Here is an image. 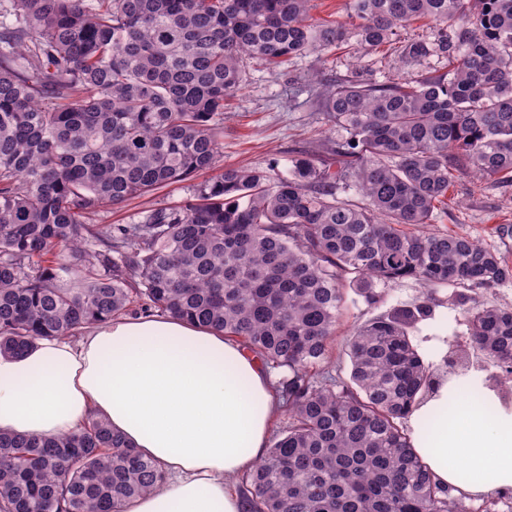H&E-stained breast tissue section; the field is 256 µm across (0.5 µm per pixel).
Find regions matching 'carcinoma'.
I'll list each match as a JSON object with an SVG mask.
<instances>
[{"label":"carcinoma","mask_w":512,"mask_h":512,"mask_svg":"<svg viewBox=\"0 0 512 512\" xmlns=\"http://www.w3.org/2000/svg\"><path fill=\"white\" fill-rule=\"evenodd\" d=\"M311 0H11L0 14V351L158 310L242 342L278 374L288 422L242 479L247 512H473L402 426L433 379L409 330L435 298L392 308L347 340L349 381L324 367L350 285L491 288L494 247L427 232L464 174L512 181V0H349L348 22ZM402 46L448 70L397 82L315 81L341 131L284 175L225 168L138 224L88 215L219 168L224 102L243 59L276 68L350 41ZM353 190L360 200L339 194ZM469 347L512 380V310L469 308ZM164 479L109 423L55 438L0 432V512H121ZM500 512L512 493L481 497Z\"/></svg>","instance_id":"cac0c4a2"}]
</instances>
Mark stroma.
Masks as SVG:
<instances>
[{"label":"stroma","mask_w":512,"mask_h":512,"mask_svg":"<svg viewBox=\"0 0 512 512\" xmlns=\"http://www.w3.org/2000/svg\"><path fill=\"white\" fill-rule=\"evenodd\" d=\"M350 71L381 81H397L405 74L399 53L386 46L374 52H362L351 45L334 47L287 61L275 73L255 61H246L242 88L224 106V130L219 138L223 167L271 169L283 174L292 159L335 139L336 127L310 102L306 87L314 74L333 76ZM212 177V172H199L152 195L118 206H102L91 214L90 221L138 223L149 210L179 205ZM506 225L512 226V183L468 174L450 188L448 204L439 210L430 229L469 234L497 247L512 263V233L502 232ZM376 288L382 300L374 306L367 305L354 290L346 292L344 317L331 356L332 365L342 376L350 374L346 350L350 333L393 307L418 302L425 293L423 285L412 279L381 281ZM456 292L452 285L439 287L434 293L432 319L419 323L412 333L414 345L436 374L444 366L435 362L432 343L437 340L451 348L467 345L466 308L487 304L512 308V279L490 289H466L468 301L463 306L454 302Z\"/></svg>","instance_id":"1"}]
</instances>
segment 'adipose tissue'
<instances>
[{
    "label": "adipose tissue",
    "instance_id": "1",
    "mask_svg": "<svg viewBox=\"0 0 512 512\" xmlns=\"http://www.w3.org/2000/svg\"><path fill=\"white\" fill-rule=\"evenodd\" d=\"M278 408L271 376L239 341L169 314L0 354V431L55 437L94 414L166 472L122 512H243L234 482L265 456ZM409 432L452 490L512 491V384L440 374Z\"/></svg>",
    "mask_w": 512,
    "mask_h": 512
}]
</instances>
